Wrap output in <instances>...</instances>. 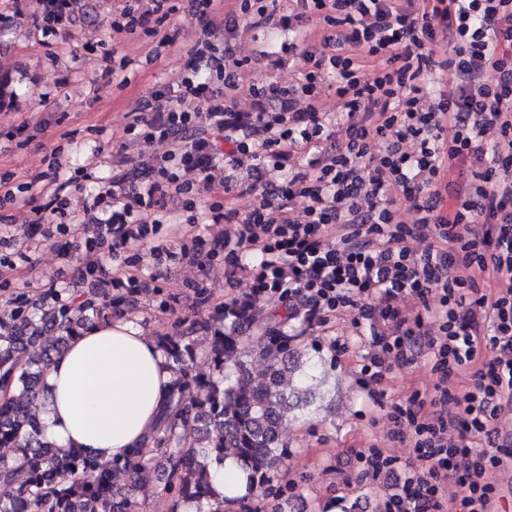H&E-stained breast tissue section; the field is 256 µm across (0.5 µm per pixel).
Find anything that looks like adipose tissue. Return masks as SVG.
I'll return each instance as SVG.
<instances>
[{"label": "adipose tissue", "instance_id": "obj_1", "mask_svg": "<svg viewBox=\"0 0 512 512\" xmlns=\"http://www.w3.org/2000/svg\"><path fill=\"white\" fill-rule=\"evenodd\" d=\"M176 376L156 341L134 323L109 319L75 333L54 357L40 420L58 447L99 461L137 446Z\"/></svg>", "mask_w": 512, "mask_h": 512}]
</instances>
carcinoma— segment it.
Masks as SVG:
<instances>
[{
	"label": "carcinoma",
	"instance_id": "obj_1",
	"mask_svg": "<svg viewBox=\"0 0 512 512\" xmlns=\"http://www.w3.org/2000/svg\"><path fill=\"white\" fill-rule=\"evenodd\" d=\"M257 300L238 301L220 317L197 322L177 341H157L180 376L158 421L143 443L120 458L99 462L47 441L33 405L42 399L53 353L81 328L89 315L104 318L108 306L93 293L80 302L55 296L45 305L22 302L7 318L0 317V386L14 395L0 403V447L14 449L17 464L0 463V512H140L141 504L122 486L119 475L144 480L151 461L169 466L165 490L178 501L200 505L196 512H224L229 501L217 496L209 482L211 457H233L246 474L245 493L229 502L250 512L247 501L279 479L288 449L279 430L299 388L295 373L304 363L291 350L286 322L269 324L255 336L243 335ZM210 331L206 377L191 373L194 333ZM55 334L52 344L44 335ZM268 360L263 377L250 372V359Z\"/></svg>",
	"mask_w": 512,
	"mask_h": 512
}]
</instances>
